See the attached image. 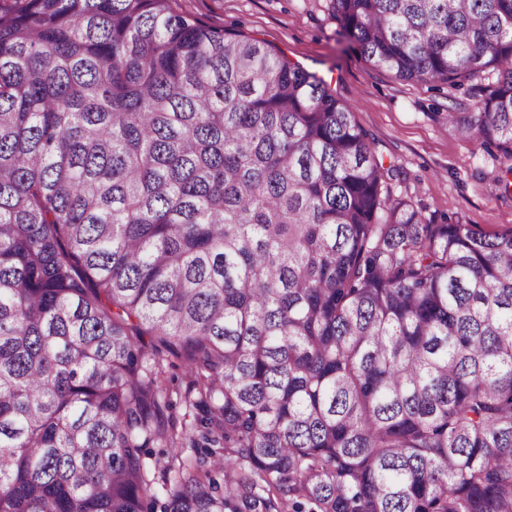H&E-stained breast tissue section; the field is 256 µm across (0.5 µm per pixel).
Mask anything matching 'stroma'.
Listing matches in <instances>:
<instances>
[{
    "label": "stroma",
    "mask_w": 512,
    "mask_h": 512,
    "mask_svg": "<svg viewBox=\"0 0 512 512\" xmlns=\"http://www.w3.org/2000/svg\"><path fill=\"white\" fill-rule=\"evenodd\" d=\"M206 24L270 43L323 78L354 109L385 162L402 170L393 193L425 221L473 224L488 233L512 229V193L497 184L496 163L475 141L451 135L448 115L470 112L491 75L464 86L403 81L349 49L330 0H172ZM172 396L166 410L182 426L193 393L182 363L164 361Z\"/></svg>",
    "instance_id": "35a3bbf8"
}]
</instances>
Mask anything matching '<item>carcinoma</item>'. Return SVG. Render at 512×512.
Listing matches in <instances>:
<instances>
[{
    "label": "carcinoma",
    "instance_id": "1",
    "mask_svg": "<svg viewBox=\"0 0 512 512\" xmlns=\"http://www.w3.org/2000/svg\"><path fill=\"white\" fill-rule=\"evenodd\" d=\"M512 190V0H332ZM351 107L170 0L0 4V512H512V229L424 222ZM204 410L181 444L162 361Z\"/></svg>",
    "mask_w": 512,
    "mask_h": 512
}]
</instances>
